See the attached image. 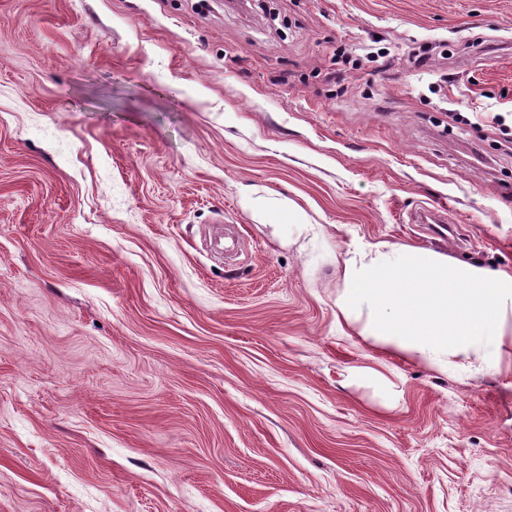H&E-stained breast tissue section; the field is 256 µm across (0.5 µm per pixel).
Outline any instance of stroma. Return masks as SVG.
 <instances>
[{
	"instance_id": "1",
	"label": "stroma",
	"mask_w": 512,
	"mask_h": 512,
	"mask_svg": "<svg viewBox=\"0 0 512 512\" xmlns=\"http://www.w3.org/2000/svg\"><path fill=\"white\" fill-rule=\"evenodd\" d=\"M271 7L0 0V512H512V338L336 320L371 244L512 271V0Z\"/></svg>"
}]
</instances>
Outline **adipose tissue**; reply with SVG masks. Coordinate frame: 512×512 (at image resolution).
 Listing matches in <instances>:
<instances>
[{
    "instance_id": "adipose-tissue-1",
    "label": "adipose tissue",
    "mask_w": 512,
    "mask_h": 512,
    "mask_svg": "<svg viewBox=\"0 0 512 512\" xmlns=\"http://www.w3.org/2000/svg\"><path fill=\"white\" fill-rule=\"evenodd\" d=\"M336 307L403 358L435 369L454 358L495 362L512 314V273L380 242L345 260Z\"/></svg>"
}]
</instances>
